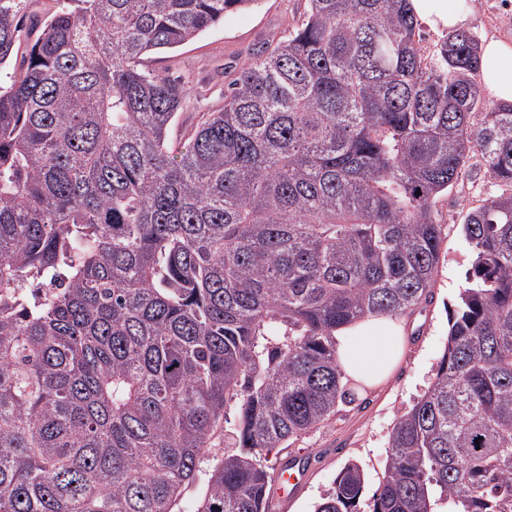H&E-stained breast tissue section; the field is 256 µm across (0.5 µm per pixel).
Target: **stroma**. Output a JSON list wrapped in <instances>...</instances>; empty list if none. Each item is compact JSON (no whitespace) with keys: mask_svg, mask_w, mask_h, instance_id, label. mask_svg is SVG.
Masks as SVG:
<instances>
[{"mask_svg":"<svg viewBox=\"0 0 512 512\" xmlns=\"http://www.w3.org/2000/svg\"><path fill=\"white\" fill-rule=\"evenodd\" d=\"M304 0H259L250 10L226 16L223 23L181 47L149 55L145 68L161 75L187 76L192 80L191 101L172 132L181 140L203 113L224 104V92L254 49L284 32L298 20ZM469 16L468 32L478 40L491 37L512 42V0H461ZM504 188L490 180L478 159H471L465 176L436 204V217L444 226L434 298L421 313L406 321L409 341L402 362L380 387L362 389L354 404L342 407L335 420L323 429L302 435L279 459L303 456L310 460L305 485L276 512H313L333 487L341 468L359 463L366 474L365 497H372L384 474L388 441L397 417L430 386L448 342L449 319L465 286V274L473 254L462 233V218ZM234 406L224 409V428L215 435L201 468L210 470L233 443ZM202 475L186 484L174 512H194L205 489Z\"/></svg>","mask_w":512,"mask_h":512,"instance_id":"obj_1","label":"stroma"}]
</instances>
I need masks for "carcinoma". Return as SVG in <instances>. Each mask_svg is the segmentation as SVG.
<instances>
[{
  "mask_svg": "<svg viewBox=\"0 0 512 512\" xmlns=\"http://www.w3.org/2000/svg\"><path fill=\"white\" fill-rule=\"evenodd\" d=\"M259 0H0V512H271L268 456L355 402L336 332L431 302L436 199L470 154L512 186V102L409 0H305L180 147L187 84L143 69ZM448 345L368 512H512V193L470 210ZM347 463L316 512H361ZM62 0H22L20 4L19 16L23 17V23L26 27L33 19L42 20L45 17L54 14L62 5ZM224 415V428L218 431L209 445L201 464L203 471L199 473L194 481L184 486L173 506L175 512H192L196 509L205 489L206 476L204 474L224 457V451L233 448L232 428L236 419L235 405H227L224 408Z\"/></svg>",
  "mask_w": 512,
  "mask_h": 512,
  "instance_id": "obj_1",
  "label": "carcinoma"
}]
</instances>
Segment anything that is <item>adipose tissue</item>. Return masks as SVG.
I'll return each instance as SVG.
<instances>
[{
	"instance_id": "obj_1",
	"label": "adipose tissue",
	"mask_w": 512,
	"mask_h": 512,
	"mask_svg": "<svg viewBox=\"0 0 512 512\" xmlns=\"http://www.w3.org/2000/svg\"><path fill=\"white\" fill-rule=\"evenodd\" d=\"M415 16L433 29L456 31L468 23L454 0H410ZM480 85L484 95L512 101V43L487 39L480 47ZM404 322L379 316L352 324L336 334V358L347 379L369 388L381 385L396 369L404 351Z\"/></svg>"
}]
</instances>
